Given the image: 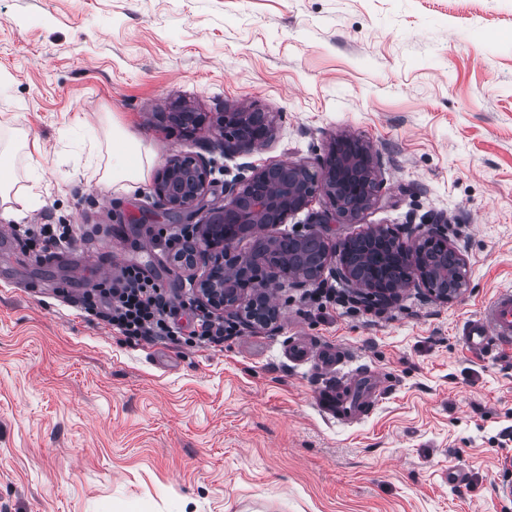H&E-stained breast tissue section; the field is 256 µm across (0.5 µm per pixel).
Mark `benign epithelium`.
<instances>
[{"label":"benign epithelium","instance_id":"obj_1","mask_svg":"<svg viewBox=\"0 0 512 512\" xmlns=\"http://www.w3.org/2000/svg\"><path fill=\"white\" fill-rule=\"evenodd\" d=\"M166 121L183 135L208 130L220 136L224 152L248 154L265 147L274 135V118L238 108L222 112H195L183 107L168 112ZM212 161L199 155L168 159L154 175L153 192L167 209L190 216L207 210L198 224L196 244L177 255L175 263L205 268L194 281L198 301L207 309L237 320L245 329H274L278 308L270 289L287 284L304 288L333 266L338 283L350 290L352 302L385 308L408 286L423 288L446 303L467 287V265L448 243V226L420 224L412 240L382 225L355 238L331 242L317 229L321 224H356L374 202L375 160L366 142L347 133L336 135L327 153L311 167L304 163H272L224 184V203L205 206L211 187ZM319 196L331 209L308 215V230L290 236L297 249L278 254L279 237L267 230L288 223ZM252 238V252L242 255L236 246ZM363 241L365 253H378L390 262L399 258L408 270L395 281L384 267L360 265L351 253L353 241Z\"/></svg>","mask_w":512,"mask_h":512}]
</instances>
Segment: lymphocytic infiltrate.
Returning a JSON list of instances; mask_svg holds the SVG:
<instances>
[{"label":"lymphocytic infiltrate","instance_id":"1","mask_svg":"<svg viewBox=\"0 0 512 512\" xmlns=\"http://www.w3.org/2000/svg\"><path fill=\"white\" fill-rule=\"evenodd\" d=\"M186 307L192 313L190 336L195 345L220 344L232 335V326L213 318L202 306L175 300L134 264L122 266L115 277L101 278L92 297L83 304L86 313L122 336L147 342L176 336V316Z\"/></svg>","mask_w":512,"mask_h":512}]
</instances>
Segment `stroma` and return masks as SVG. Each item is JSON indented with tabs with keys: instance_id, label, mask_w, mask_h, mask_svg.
Masks as SVG:
<instances>
[{
	"instance_id": "obj_1",
	"label": "stroma",
	"mask_w": 512,
	"mask_h": 512,
	"mask_svg": "<svg viewBox=\"0 0 512 512\" xmlns=\"http://www.w3.org/2000/svg\"><path fill=\"white\" fill-rule=\"evenodd\" d=\"M273 113L268 146L226 155L160 115ZM113 116L164 164L213 162L208 202L248 167L316 165L335 134L377 159L356 224H444L468 286L406 289L383 311L347 302L332 270L282 288L276 329L130 342L80 307L133 263L172 296L198 270L153 244L186 225L152 179L108 188ZM36 143L34 151L21 140ZM0 143L40 174L17 224H75L56 254L0 239V512H512V357L468 353L461 329L512 288V0H0ZM375 371L356 420L317 396ZM466 470L453 489L440 476Z\"/></svg>"
}]
</instances>
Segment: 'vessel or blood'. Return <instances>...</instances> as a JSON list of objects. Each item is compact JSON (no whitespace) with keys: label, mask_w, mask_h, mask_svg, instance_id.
<instances>
[{"label":"vessel or blood","mask_w":512,"mask_h":512,"mask_svg":"<svg viewBox=\"0 0 512 512\" xmlns=\"http://www.w3.org/2000/svg\"><path fill=\"white\" fill-rule=\"evenodd\" d=\"M464 345L472 354L489 358L512 352V289H499L479 316L467 320L461 330ZM319 404L337 415L356 414L354 400L344 393L319 395Z\"/></svg>","instance_id":"b4317fda"}]
</instances>
